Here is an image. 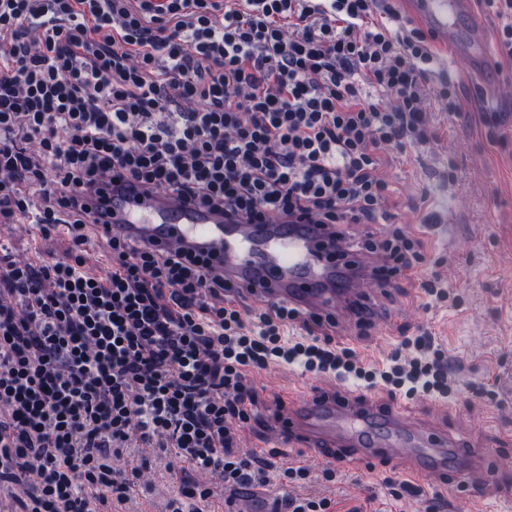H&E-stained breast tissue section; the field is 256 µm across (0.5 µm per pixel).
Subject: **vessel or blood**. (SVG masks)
I'll return each mask as SVG.
<instances>
[{
	"label": "vessel or blood",
	"instance_id": "obj_1",
	"mask_svg": "<svg viewBox=\"0 0 512 512\" xmlns=\"http://www.w3.org/2000/svg\"><path fill=\"white\" fill-rule=\"evenodd\" d=\"M427 34L451 55L465 58L469 72L491 79L496 63L487 25L475 0H402ZM113 228L157 246H180L209 258L233 281L273 301L304 311L326 312L335 289L318 287L334 264L329 231L315 224H228L194 205L130 191L113 198ZM292 445H312L326 456L365 463L402 458L406 474L471 476L489 473L487 450L462 448L454 439L420 429L398 409L366 400H341L313 392L292 403L284 425Z\"/></svg>",
	"mask_w": 512,
	"mask_h": 512
}]
</instances>
